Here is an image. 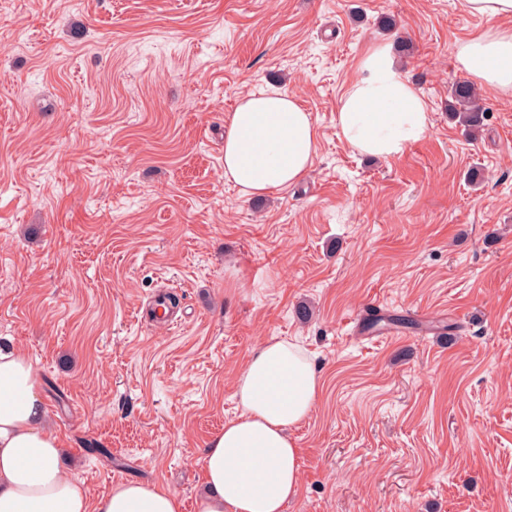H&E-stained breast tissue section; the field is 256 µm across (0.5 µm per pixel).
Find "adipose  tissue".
I'll return each mask as SVG.
<instances>
[{
  "label": "adipose tissue",
  "mask_w": 512,
  "mask_h": 512,
  "mask_svg": "<svg viewBox=\"0 0 512 512\" xmlns=\"http://www.w3.org/2000/svg\"><path fill=\"white\" fill-rule=\"evenodd\" d=\"M459 62L479 85L512 92V29L491 28L464 42ZM361 75L341 97L336 121L356 151L401 154L428 130L423 98L402 77L390 50L378 46L359 62ZM317 131L298 98L252 93L231 112L224 136V177L247 197L284 189L307 175ZM315 363L288 340L266 343L239 373L242 411L204 452L206 495L199 512H283L300 491L299 450L289 430L320 393ZM40 381L21 351L0 349V512H182L167 487L130 481L90 502L83 483L64 472L59 436L48 430Z\"/></svg>",
  "instance_id": "1"
}]
</instances>
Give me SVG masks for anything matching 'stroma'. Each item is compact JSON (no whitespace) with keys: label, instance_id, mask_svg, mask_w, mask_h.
Segmentation results:
<instances>
[{"label":"stroma","instance_id":"stroma-1","mask_svg":"<svg viewBox=\"0 0 512 512\" xmlns=\"http://www.w3.org/2000/svg\"><path fill=\"white\" fill-rule=\"evenodd\" d=\"M493 27L512 17L463 0H0V347L90 501L138 480L198 512L239 372L288 339L321 394L284 512H512V95L480 88L478 137L448 117L458 49ZM382 43L429 129L372 158L336 112ZM263 89L297 95L317 154L250 199L224 133Z\"/></svg>","mask_w":512,"mask_h":512}]
</instances>
